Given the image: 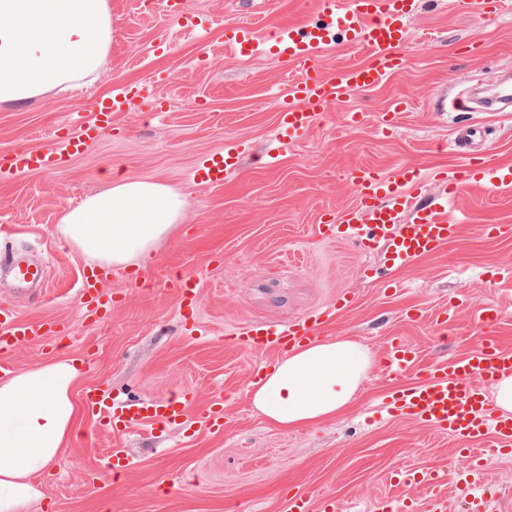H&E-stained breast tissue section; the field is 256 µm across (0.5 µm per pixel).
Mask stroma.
<instances>
[{
	"label": "stroma",
	"mask_w": 512,
	"mask_h": 512,
	"mask_svg": "<svg viewBox=\"0 0 512 512\" xmlns=\"http://www.w3.org/2000/svg\"><path fill=\"white\" fill-rule=\"evenodd\" d=\"M115 29L99 70L26 104L0 103V150L36 149L70 119L95 120V100L120 83L162 71L152 98L113 116L85 150L53 172H28L0 183V248L29 253L45 266V283L30 295L0 273V306L19 315L65 323L69 346L26 343L10 352L15 370L92 354L93 366L75 387L112 386L119 393L160 400L195 392L191 415L222 401L214 431L184 426H136L112 435L79 414L76 435L40 477V500L29 512H284L288 491L329 496L341 512H376L379 504L412 498L427 512L422 490L391 481L398 471L424 469L453 477L461 461L448 437L403 418L381 415L393 386L375 362L349 410L316 425L288 429L264 421L252 406L253 375L266 357L240 348L237 327L286 323L327 307L345 291L356 295L327 336H348L379 357L394 336L415 344L422 366L466 355L482 337L481 304L503 310L497 340L512 348V239L484 236V224L512 225V187L475 186L455 202L459 236L438 254L390 271L348 241L319 232L324 218L356 202L357 169L381 172L411 163L431 173L453 172L462 158L455 129L478 125L488 162L512 167V110L478 104L454 107L478 83L512 73V0L483 21L453 0H423L409 21L406 67L378 87L350 95L325 112L301 141L283 146L277 164L262 157L276 135L279 98L296 81L269 53L243 58L224 45V22L251 24L260 40L303 19L314 0H108ZM207 18L197 36L173 26L169 9ZM169 49L160 53L158 42ZM406 102L390 115L393 100ZM167 109H160V102ZM361 113L358 123L348 115ZM245 152L223 186L190 174L226 141ZM164 182L187 197L185 219L144 267L117 269L109 318H85L78 285L89 264L60 240L62 211L106 188L112 176ZM199 283L191 308L168 285L174 273ZM145 286H137V279ZM401 282L391 291L387 280ZM416 319H409L408 310ZM137 465L114 474L113 445Z\"/></svg>",
	"instance_id": "obj_1"
}]
</instances>
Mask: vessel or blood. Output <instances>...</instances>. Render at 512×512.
<instances>
[{"label":"vessel or blood","mask_w":512,"mask_h":512,"mask_svg":"<svg viewBox=\"0 0 512 512\" xmlns=\"http://www.w3.org/2000/svg\"><path fill=\"white\" fill-rule=\"evenodd\" d=\"M419 0H315V24L301 23L279 28L272 37L277 56L300 78L291 84L278 107L279 144L305 136L329 108L340 106L353 92L373 88L407 62L404 52L407 22ZM460 6L476 18L489 21L502 8L501 0H459ZM362 46L364 62L325 69L320 54L337 36ZM224 42L240 56L259 51L261 44L254 30L244 22L227 24ZM141 89L117 85L95 105L96 120L79 124L74 133H60L53 143L36 151L0 153V179L31 171H54L67 157L82 151L85 143L108 126L116 112L129 111ZM465 165L443 177L442 201L427 198L428 175L411 164H401L384 174L370 170L357 173L354 186L357 203L336 218V239L357 244L362 251L381 254L388 268H404L419 259L437 254L459 233V221L448 210L471 186L497 188L512 183L511 167H489L484 162L480 131L473 126L457 130ZM244 151L242 144L230 141L224 153L195 167V182L223 185L233 173ZM0 269L23 286L42 283V267L31 264L15 251H0ZM111 278L107 271L84 274L79 292L86 310L104 311L111 305L108 292ZM355 300L351 291L342 292L328 308L281 324L262 322L239 328L234 334L238 346L278 353L316 340L322 328L340 310ZM502 319L494 304L482 305L479 323L485 337L466 355L451 358L427 368L419 366V352L411 342L394 337L383 348V366L388 376L398 379V387L387 397L388 414L411 420L436 433L448 436L466 463L457 470V483L470 486L471 502L481 505L480 480L483 474L481 448L491 446L512 451V416H503L490 395L491 385L504 374L512 375V349L503 348L493 333ZM66 334L57 321L18 316L0 308V374H11L13 364L5 357L8 347L38 342L56 347ZM423 369L422 382L403 385L408 372ZM195 399L192 392L163 402L120 396L110 388L94 385L82 395L86 412L104 429L122 432L144 422L177 423L188 416ZM403 484L425 492L428 512H447L446 480L428 478L417 470L406 472ZM287 512H335L331 499H312L291 494Z\"/></svg>","instance_id":"1"}]
</instances>
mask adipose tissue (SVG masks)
Returning a JSON list of instances; mask_svg holds the SVG:
<instances>
[{
	"label": "adipose tissue",
	"instance_id": "1",
	"mask_svg": "<svg viewBox=\"0 0 512 512\" xmlns=\"http://www.w3.org/2000/svg\"><path fill=\"white\" fill-rule=\"evenodd\" d=\"M108 0H0V102H28L98 70L112 43ZM186 197L150 179H111L63 211L56 232L98 266H144L183 221ZM374 356L349 338L286 352L253 385L270 424L304 427L343 414ZM81 372L65 358L0 379V512H28L35 478L73 432Z\"/></svg>",
	"mask_w": 512,
	"mask_h": 512
}]
</instances>
